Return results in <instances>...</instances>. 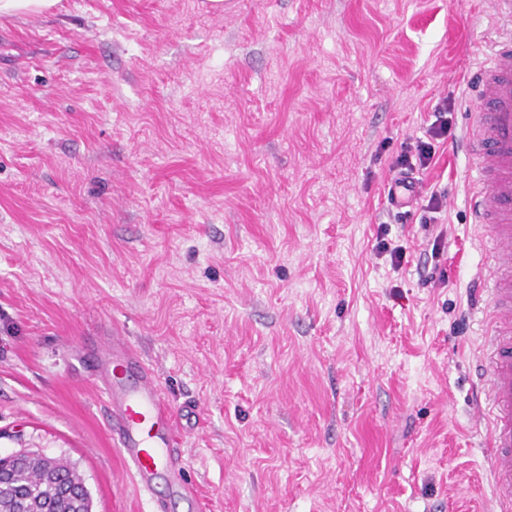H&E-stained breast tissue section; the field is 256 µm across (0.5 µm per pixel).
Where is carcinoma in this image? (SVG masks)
Here are the masks:
<instances>
[{
	"label": "carcinoma",
	"instance_id": "carcinoma-1",
	"mask_svg": "<svg viewBox=\"0 0 512 512\" xmlns=\"http://www.w3.org/2000/svg\"><path fill=\"white\" fill-rule=\"evenodd\" d=\"M63 481L80 490L84 510L90 512L92 497L77 469L64 459L41 453L23 465L10 467L9 476L0 482V512H16L20 494L45 512H73V499L63 495L60 488Z\"/></svg>",
	"mask_w": 512,
	"mask_h": 512
}]
</instances>
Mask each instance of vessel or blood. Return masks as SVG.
<instances>
[{
	"label": "vessel or blood",
	"instance_id": "1",
	"mask_svg": "<svg viewBox=\"0 0 512 512\" xmlns=\"http://www.w3.org/2000/svg\"><path fill=\"white\" fill-rule=\"evenodd\" d=\"M491 62L470 78L478 110L468 129L467 155L476 172L471 205L477 224L489 227L486 276L495 333L482 385L491 428L490 478L499 512H512V29L490 45ZM95 383L111 410L112 441L139 488L154 497V512L171 498L194 501L180 477L175 413L156 373L120 334L85 346Z\"/></svg>",
	"mask_w": 512,
	"mask_h": 512
}]
</instances>
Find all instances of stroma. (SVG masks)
Returning <instances> with one entry per match:
<instances>
[{"label":"stroma","instance_id":"35a3bbf8","mask_svg":"<svg viewBox=\"0 0 512 512\" xmlns=\"http://www.w3.org/2000/svg\"><path fill=\"white\" fill-rule=\"evenodd\" d=\"M498 32L489 0L0 17V456L70 461L93 512H152L77 358L117 325L180 413L199 504L176 512H499L464 145ZM445 98L452 137L393 216ZM435 155L434 146L432 143L417 141L415 163L408 157V153H403L397 160V167L400 169V177L408 178L414 170V166L418 163L419 166L427 168Z\"/></svg>","mask_w":512,"mask_h":512}]
</instances>
